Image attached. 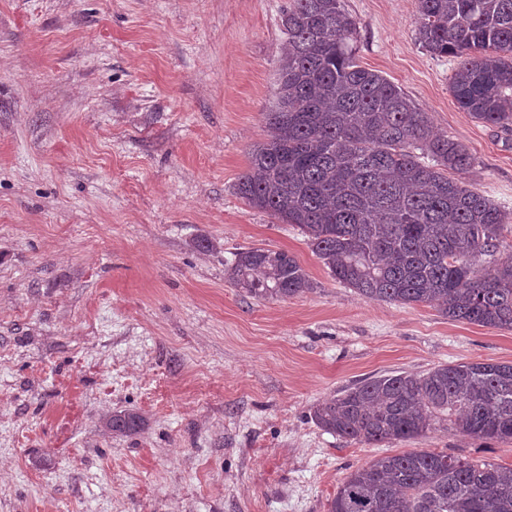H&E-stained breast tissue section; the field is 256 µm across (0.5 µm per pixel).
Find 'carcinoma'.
<instances>
[{
    "mask_svg": "<svg viewBox=\"0 0 512 512\" xmlns=\"http://www.w3.org/2000/svg\"><path fill=\"white\" fill-rule=\"evenodd\" d=\"M417 14L418 44L458 58L450 79L458 107L511 126L512 0H417ZM282 26L268 139L249 151L238 195L298 227L330 276L367 299L428 304L451 320L512 329V265L495 259L505 213L447 174L473 166L467 148L435 132L399 86L357 62L356 23L341 0H288ZM228 277L264 301L313 290L283 250L243 247ZM310 418L372 445L439 428L512 440V363L367 378L315 405ZM144 426L129 410L105 422L121 435ZM329 512H512V466L431 450L374 458L347 474Z\"/></svg>",
    "mask_w": 512,
    "mask_h": 512,
    "instance_id": "carcinoma-1",
    "label": "carcinoma"
}]
</instances>
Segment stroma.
Segmentation results:
<instances>
[{
  "mask_svg": "<svg viewBox=\"0 0 512 512\" xmlns=\"http://www.w3.org/2000/svg\"><path fill=\"white\" fill-rule=\"evenodd\" d=\"M286 3L0 0V512H329L376 457L512 465V441L374 447L309 417L368 377L510 363L512 329L365 300L237 194ZM342 3L360 64L467 147L462 181L512 217V127L458 108V60L418 45L416 0ZM244 246L294 255L313 291L249 297L227 275ZM124 410L140 433L105 428Z\"/></svg>",
  "mask_w": 512,
  "mask_h": 512,
  "instance_id": "1",
  "label": "stroma"
}]
</instances>
